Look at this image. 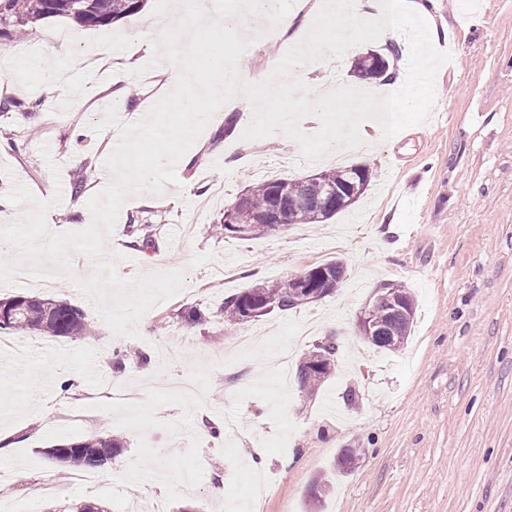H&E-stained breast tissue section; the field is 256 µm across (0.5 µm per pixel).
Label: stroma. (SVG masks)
I'll list each match as a JSON object with an SVG mask.
<instances>
[{"label": "stroma", "mask_w": 512, "mask_h": 512, "mask_svg": "<svg viewBox=\"0 0 512 512\" xmlns=\"http://www.w3.org/2000/svg\"><path fill=\"white\" fill-rule=\"evenodd\" d=\"M152 18L149 6L107 26L50 18L25 38L0 23V101L15 103L0 112V211L21 216L6 199L19 182L50 202L64 232L90 226L92 214L74 208L105 187L114 142L112 129L98 134L93 123L113 93L126 96L122 123L167 93L165 71L146 66ZM427 22L435 48L451 56L436 72L434 104L388 138L373 120L361 124L362 143L345 162L368 164L375 177L351 208L249 239L215 233L249 185L328 167L301 161L299 144L280 132L243 139L253 115L241 93L221 108L237 116L231 135L205 127L177 184L119 210L108 247L126 256L122 279L158 266L185 275L180 293L140 318L143 337L114 334L66 277L36 288L79 308L91 332L18 336L0 354V433L12 437L0 450V506L26 512L35 496L38 512L78 502L106 512H309L310 489L325 476L318 512H512V0H432ZM269 25L253 23L245 49L250 71L265 76L308 33L267 39ZM58 35L78 54L107 36L139 37L141 48L108 69L84 62V77L47 99L41 69L56 67ZM382 47L377 39L313 61L304 83L319 89L332 74L387 93L350 71L353 58ZM134 65L142 76L131 77ZM182 183L192 192L180 193ZM133 216L149 227L147 245L129 244ZM336 258L345 279L321 300L243 325L217 316L227 295ZM394 281L418 309L392 353L365 342L355 322L375 289ZM193 310L201 320L189 319ZM246 332L260 343L238 347ZM327 336L339 345L333 369L315 393L301 391L297 365ZM350 389L352 406L342 400ZM228 415L236 432L224 429ZM89 436L123 446L85 485L50 451ZM344 448L357 449L358 467L329 478ZM217 486L223 498L213 497Z\"/></svg>", "instance_id": "1"}]
</instances>
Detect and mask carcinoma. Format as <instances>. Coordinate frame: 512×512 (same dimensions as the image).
<instances>
[{
	"label": "carcinoma",
	"instance_id": "1",
	"mask_svg": "<svg viewBox=\"0 0 512 512\" xmlns=\"http://www.w3.org/2000/svg\"><path fill=\"white\" fill-rule=\"evenodd\" d=\"M147 0H0V22L12 21L25 27L40 19L64 17L84 26H105L129 15L143 11ZM389 67L391 74L384 75L376 68L372 57L361 55L351 62V71L361 79H375L386 83L396 74L399 48L392 44ZM319 179L343 186L352 185V193L338 201H322L320 195L311 188L292 179L266 180L245 191L248 209L240 217V223H249L253 229L249 236L266 231L286 229L294 224L323 223L337 213L354 205L364 194L374 178L373 169L368 165H351L318 172ZM283 194L278 216V225L266 223L275 202V194ZM327 274L323 284L340 285L345 276L342 261L336 259L318 265ZM393 294L400 312L390 317L391 330L369 340V343L388 351L401 349L407 341L415 318L416 302L413 294L404 285L392 284ZM12 308L8 321L0 322L1 333L25 334L38 332L46 336L78 338L89 332L90 325L82 312L72 304L52 298H40L24 294L14 295L0 301ZM268 302L276 304L279 310L305 305L310 299L298 292L295 281L288 279L279 282H262L241 292L224 298L219 313L232 324H244L246 311L263 306ZM330 346L321 341L314 344L299 364L296 377L301 389L311 394L315 392L329 372L331 362L327 358ZM121 448V441L113 437H88L57 446L51 455H63L66 462L88 470L104 467L112 455ZM359 456L350 448H345L336 461V469L347 473L358 466Z\"/></svg>",
	"mask_w": 512,
	"mask_h": 512
}]
</instances>
